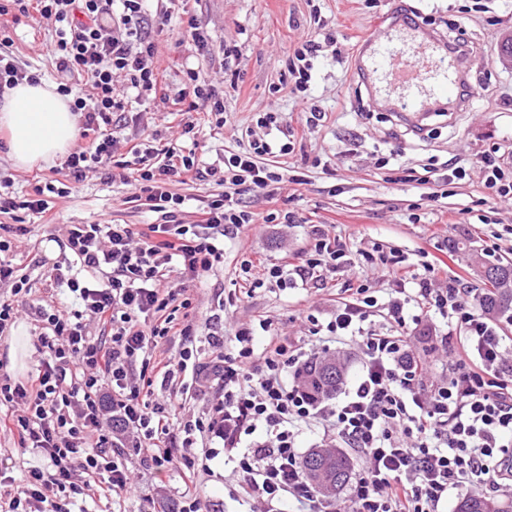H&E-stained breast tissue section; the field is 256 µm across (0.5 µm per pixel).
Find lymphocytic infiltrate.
I'll use <instances>...</instances> for the list:
<instances>
[{"label":"lymphocytic infiltrate","instance_id":"obj_1","mask_svg":"<svg viewBox=\"0 0 512 512\" xmlns=\"http://www.w3.org/2000/svg\"><path fill=\"white\" fill-rule=\"evenodd\" d=\"M145 0H11L0 16L51 21L46 46L58 76L57 91L71 97L79 135L64 167L67 184L36 181L22 196H0V213L23 210L48 219L51 196L66 195L69 181L115 168L157 219L128 224H73L60 246L53 281L73 298L34 307L36 371L15 381L0 374V434L41 455L21 484L0 476V512H71L77 496L118 498L136 490L141 471H177L183 492L176 512H202L193 495L201 461L225 454L237 463V492L262 512H439L448 494L470 486L489 495L512 489V358L499 319L486 315L470 289L442 280L439 268L403 276L402 256L365 254L371 270L390 277L379 300L374 282L360 280L353 297L336 304L324 339H355L362 370L335 401L317 400L298 379L309 355L288 338L257 348L253 329L240 328L236 350L210 333L208 360L192 346V300L168 280L208 275L224 257V240L254 223L239 196L248 188L279 190L287 177L268 164L274 154L293 153L294 142L259 138L229 157L206 164L195 149L155 147L152 138L122 136L129 97L186 105L178 123L193 134L190 114L206 106L214 128H223L224 92L200 70L185 71L180 88L161 83L152 65L156 45L145 29ZM336 33L303 40L289 74L304 129L325 117L307 96L313 60L337 50ZM85 87L74 90L72 78ZM125 157H114L116 147ZM487 198L512 200V164L497 149L477 153ZM210 177L223 191L198 206L183 223L184 200L171 185L187 177ZM350 251L324 225H313L301 263L240 264L250 289L294 288L318 273L336 272ZM438 316L444 330L426 346L412 347L410 330ZM183 343L163 358L149 351L169 337ZM448 355L441 372L431 356ZM209 373L221 393L206 417L173 422L176 401L194 397L190 377ZM313 425L337 447L356 452L360 468L344 504L323 497L301 468L298 437ZM221 439L223 449L211 448Z\"/></svg>","mask_w":512,"mask_h":512}]
</instances>
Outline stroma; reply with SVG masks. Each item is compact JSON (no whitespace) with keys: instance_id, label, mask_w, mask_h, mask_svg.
I'll list each match as a JSON object with an SVG mask.
<instances>
[{"instance_id":"obj_1","label":"stroma","mask_w":512,"mask_h":512,"mask_svg":"<svg viewBox=\"0 0 512 512\" xmlns=\"http://www.w3.org/2000/svg\"><path fill=\"white\" fill-rule=\"evenodd\" d=\"M477 0H148L147 18L157 46L154 64L172 85H180L186 54L178 47L183 11L194 14L216 41L200 64L213 81L222 82L227 122L213 130L206 114H198V152L207 161L239 151L256 120L266 112L279 113L284 124L298 127L300 114L291 94L288 62L299 38L314 33L317 24L337 30L342 47L357 53L366 36L379 32L387 16L402 5L418 8L428 24L452 34L465 27L476 47L470 67L476 83L487 92L472 110L435 116L417 132L384 110L366 111L367 90L354 70L329 58L314 61L311 95L325 113L321 126L307 134L292 154L272 158V165L286 168L294 178L276 197L249 191L242 197L256 222L240 239L224 242V262L204 281L191 283L196 329L194 344L208 356L209 329H222L227 351H234L233 336L240 327H257L270 319L271 330L300 341L313 356L332 353L347 361L345 385L358 377L363 360L360 344L346 341L323 349L305 311L327 323L344 297L346 282L360 279L361 263L299 288H259L249 292L240 278L242 250L258 253L275 262L283 251L302 254L311 225L328 224L352 249L400 252L412 268L423 263H444L449 277L461 286L479 288L480 282L462 250L470 243L490 257L512 260V203L484 202L478 171L437 195L433 178L404 181V168L423 169L435 162L472 159L488 147L512 152V58L501 46L512 38V0H492L489 12L476 10ZM8 50L28 69H39L46 81H54L55 68L43 47L51 25L28 18L9 24ZM237 47L236 56L224 57L220 46ZM130 110L137 116L124 130L126 136L160 133L166 143L176 141L168 108L161 102L141 100ZM130 186L107 180L104 174L88 173L74 184L70 194L54 200L56 229L43 227L33 214H0V224L23 222L26 236L17 238L8 258L21 274L29 275L31 292L19 305L17 322L34 330L30 307L48 288L52 263L64 253L53 237L69 224H145L152 215L132 203ZM292 211V224H268L270 210ZM418 214L411 223L409 214ZM47 266H40V259ZM238 481L234 462L219 472H200L196 492L207 512H252L253 505L235 492ZM182 488L176 474L144 473L136 492L122 498L119 512H169Z\"/></svg>"}]
</instances>
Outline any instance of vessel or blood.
I'll return each mask as SVG.
<instances>
[{"label":"vessel or blood","instance_id":"obj_1","mask_svg":"<svg viewBox=\"0 0 512 512\" xmlns=\"http://www.w3.org/2000/svg\"><path fill=\"white\" fill-rule=\"evenodd\" d=\"M444 35L432 33L422 18H394L369 36L356 66L373 104H386L403 119L417 122L458 96L459 60L445 47Z\"/></svg>","mask_w":512,"mask_h":512}]
</instances>
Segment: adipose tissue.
Returning <instances> with one entry per match:
<instances>
[{"label": "adipose tissue", "instance_id": "ef3b65f1", "mask_svg": "<svg viewBox=\"0 0 512 512\" xmlns=\"http://www.w3.org/2000/svg\"><path fill=\"white\" fill-rule=\"evenodd\" d=\"M0 130L6 133L7 154L14 165L31 169L54 161L71 148L76 117L55 84L27 83L0 96Z\"/></svg>", "mask_w": 512, "mask_h": 512}]
</instances>
